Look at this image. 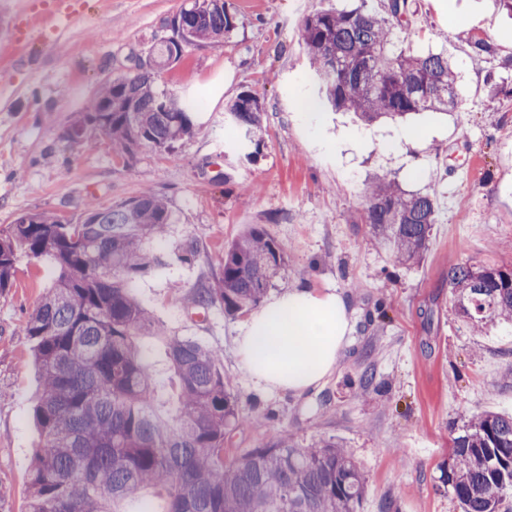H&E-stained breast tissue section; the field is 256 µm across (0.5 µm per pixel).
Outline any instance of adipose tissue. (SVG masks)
Instances as JSON below:
<instances>
[{
	"mask_svg": "<svg viewBox=\"0 0 512 512\" xmlns=\"http://www.w3.org/2000/svg\"><path fill=\"white\" fill-rule=\"evenodd\" d=\"M348 306L343 294L313 288L263 303L239 341L241 363L254 383L298 396L317 389L351 342Z\"/></svg>",
	"mask_w": 512,
	"mask_h": 512,
	"instance_id": "adipose-tissue-1",
	"label": "adipose tissue"
}]
</instances>
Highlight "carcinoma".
<instances>
[{"mask_svg": "<svg viewBox=\"0 0 512 512\" xmlns=\"http://www.w3.org/2000/svg\"><path fill=\"white\" fill-rule=\"evenodd\" d=\"M378 4L304 21L302 41L328 105L368 126L456 110L458 75L448 57L398 46L410 0ZM174 24L178 39L155 40L145 55L150 66L105 80L69 128L70 142L101 132L127 151L170 149L191 133L192 105L157 91L155 75L235 24L224 0H190L167 22ZM229 114L257 144L265 118L258 98L239 95ZM435 221L429 194L407 193L385 177L368 189L365 223L400 264L420 262ZM173 223L165 198L147 189L109 207L90 205L75 223L22 213L0 229V292L11 287L21 251L56 270L24 326L41 372L26 512H130L128 503L150 491L165 496L163 512H356L365 478L334 437L302 447L281 436L224 465V436L241 418L217 352L165 335L131 292L160 266L147 242ZM285 264L279 244L253 225L224 251L221 278L194 289L191 300L202 308L219 302L229 313L254 308ZM448 286L472 328L512 323V269L456 262ZM142 335L162 339L164 361L137 341ZM451 442L438 481L460 512H512V415L475 414L452 427Z\"/></svg>", "mask_w": 512, "mask_h": 512, "instance_id": "carcinoma-1", "label": "carcinoma"}]
</instances>
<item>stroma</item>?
<instances>
[{
	"label": "stroma",
	"instance_id": "1",
	"mask_svg": "<svg viewBox=\"0 0 512 512\" xmlns=\"http://www.w3.org/2000/svg\"><path fill=\"white\" fill-rule=\"evenodd\" d=\"M11 2L0 0V228L23 212L75 220L91 204L160 192L176 218L152 245L167 265L136 281L133 294L169 335L220 352L244 420L224 438L225 462L281 435L303 445L333 436L363 468L359 512H382L388 500L398 512H457L438 481L450 423L512 414V326L473 330L448 288L453 262L512 268V16L497 0H414L404 44L448 56L462 109L367 127L323 108L301 26L284 22L295 0H225L234 31L189 47L156 80L195 102L191 135L168 150L127 152L102 133L80 146L64 134L105 78L132 70L166 35L185 0H86L81 20L61 34L50 21L36 26L27 57L10 49ZM471 35L489 40L494 55H475ZM244 92L266 110L255 146L227 112ZM378 174L436 198L416 265L377 248L364 221ZM252 224L286 254L268 297L339 291L354 311L351 344L314 392L257 388L238 354L247 314L191 301L193 289L220 277L225 248ZM188 238L197 253L185 263L179 247ZM52 278L49 260L23 255L0 293V512H24L39 377L23 326ZM369 367L379 387L363 391L358 378Z\"/></svg>",
	"mask_w": 512,
	"mask_h": 512
}]
</instances>
